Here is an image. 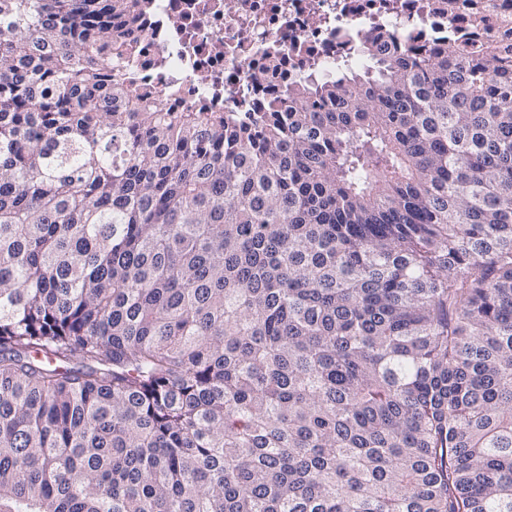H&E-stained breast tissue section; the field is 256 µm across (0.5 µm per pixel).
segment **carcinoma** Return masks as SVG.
I'll return each instance as SVG.
<instances>
[{"label": "carcinoma", "mask_w": 512, "mask_h": 512, "mask_svg": "<svg viewBox=\"0 0 512 512\" xmlns=\"http://www.w3.org/2000/svg\"><path fill=\"white\" fill-rule=\"evenodd\" d=\"M148 3L0 0V512H512L503 49L174 115Z\"/></svg>", "instance_id": "cac0c4a2"}]
</instances>
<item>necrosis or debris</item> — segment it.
<instances>
[{
	"label": "necrosis or debris",
	"instance_id": "4bbe7bcc",
	"mask_svg": "<svg viewBox=\"0 0 512 512\" xmlns=\"http://www.w3.org/2000/svg\"><path fill=\"white\" fill-rule=\"evenodd\" d=\"M512 42V0H150L128 31L141 84L171 111L228 117L288 109V88L362 38L443 44L449 31Z\"/></svg>",
	"mask_w": 512,
	"mask_h": 512
}]
</instances>
